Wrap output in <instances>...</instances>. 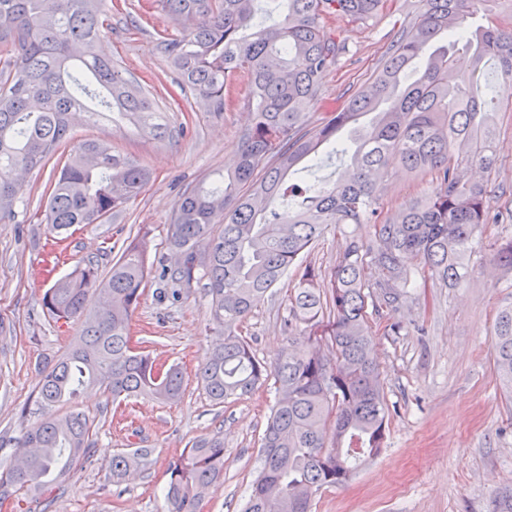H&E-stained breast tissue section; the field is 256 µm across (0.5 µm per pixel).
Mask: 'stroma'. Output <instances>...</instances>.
<instances>
[{
	"mask_svg": "<svg viewBox=\"0 0 512 512\" xmlns=\"http://www.w3.org/2000/svg\"><path fill=\"white\" fill-rule=\"evenodd\" d=\"M148 0H107L103 47L126 77L151 94L165 138L140 136L107 120L72 124L67 149L88 139L111 144L151 172L149 183L114 221L91 224L55 242L42 214L53 178L52 166L31 171L11 217L0 220V471L14 459L25 423L49 363L79 335L80 323L64 324L42 309L54 281L84 261L107 273L128 243L149 232L146 265L151 275L130 323L133 341H147L164 365H178L184 394L174 403L131 398L113 403L99 387L75 400L96 425L89 458L61 476L49 512H167L162 490L170 468L193 440H224V476L199 512H241L260 465L261 438L272 385L239 400L214 404L196 378L200 362L217 335L209 328L208 297L194 288L173 297L162 267L173 258L165 240L172 210L183 191L223 174L237 154L250 123L246 77L228 87L230 105L214 114L181 92L160 35L181 37ZM405 0L401 11L383 10L363 23L335 15L324 24L347 43L340 61L324 71L318 105L307 116L315 127L324 104L340 103L368 86L404 20L418 10ZM497 127L505 147L488 182L492 209L512 211V102L499 100ZM430 174L392 163L384 184L385 212L394 214L432 193ZM512 236V222L489 224L476 238L470 273L455 288L440 283H396L402 296L393 309L369 314L381 380L390 408L385 446L346 484L318 493L313 512H503L512 504V402L493 370V332L498 311L512 305V274L491 270L495 240ZM369 240L366 224L330 226L305 260L330 272L350 238ZM294 278L283 279L254 306L241 327L256 356L274 366L288 344L284 326ZM399 334L388 335L391 323ZM151 449V464L135 477L112 479V457Z\"/></svg>",
	"mask_w": 512,
	"mask_h": 512,
	"instance_id": "obj_1",
	"label": "stroma"
}]
</instances>
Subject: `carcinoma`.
<instances>
[{
	"label": "carcinoma",
	"mask_w": 512,
	"mask_h": 512,
	"mask_svg": "<svg viewBox=\"0 0 512 512\" xmlns=\"http://www.w3.org/2000/svg\"><path fill=\"white\" fill-rule=\"evenodd\" d=\"M259 0H155L182 37L164 43L180 90L220 114L229 78L249 83L251 123L241 135L236 165L219 178L186 190L168 224V248L180 262L163 271L181 294L202 286L209 321L220 336L205 354L198 379L221 405L252 394L268 378L277 398L262 435L260 469L243 512H312L315 495L346 483L383 448L389 410L367 307L398 303L397 280L410 281L407 261L445 285L467 273L476 234L497 224L487 178L504 153L494 99L482 96L479 75L492 64L512 78V0H419L401 23L373 81L348 101L329 107L320 125L304 130L306 109L318 102L324 70L346 52L340 32L321 22L332 13L364 22L389 0H282L280 18L256 21ZM104 0H0V47L11 56L0 79V217L13 214L26 173L55 160L44 210L46 229L62 236L76 224L116 218L150 181L134 159L102 140L64 154L72 113L128 122L156 138L148 93L123 77L103 51ZM487 24L473 26L478 15ZM471 55L468 74L457 68L455 44ZM416 78L408 80V73ZM373 115L370 122L363 118ZM346 160L332 183L308 184L302 161L324 151ZM431 173L429 198L393 215L382 193L389 165ZM331 224H368L367 242L352 239L329 274L303 265L304 254ZM147 241L130 242L107 275L87 261L57 280L43 297L55 321L82 329L44 375L37 421L25 428L23 467L0 473L6 494L39 499L89 456L92 421L65 409L85 385L112 400L149 397L175 402L183 394L177 366L163 371L152 353L131 345L130 321L149 271ZM493 264L512 274V238L494 246ZM288 346L273 369L258 360L239 333L258 299L290 269ZM98 306L85 310L88 291ZM494 370L512 398V306L494 327ZM151 450L112 457V477L150 464ZM224 476V440L200 438L170 470L168 512H199Z\"/></svg>",
	"instance_id": "cac0c4a2"
}]
</instances>
